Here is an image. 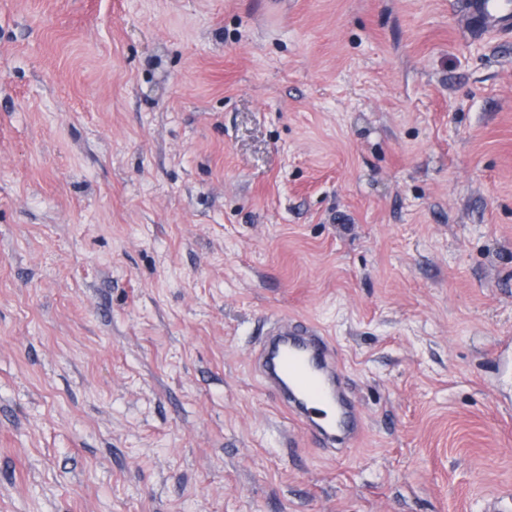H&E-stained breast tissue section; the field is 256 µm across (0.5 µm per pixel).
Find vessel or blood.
<instances>
[{
	"label": "vessel or blood",
	"instance_id": "vessel-or-blood-1",
	"mask_svg": "<svg viewBox=\"0 0 512 512\" xmlns=\"http://www.w3.org/2000/svg\"><path fill=\"white\" fill-rule=\"evenodd\" d=\"M472 10L480 25L512 34V0H475ZM259 365L267 387L316 444L334 446L350 413L337 395L336 363L322 333L303 321L270 319Z\"/></svg>",
	"mask_w": 512,
	"mask_h": 512
}]
</instances>
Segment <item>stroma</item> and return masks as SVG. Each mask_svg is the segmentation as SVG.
<instances>
[{"instance_id":"35a3bbf8","label":"stroma","mask_w":512,"mask_h":512,"mask_svg":"<svg viewBox=\"0 0 512 512\" xmlns=\"http://www.w3.org/2000/svg\"><path fill=\"white\" fill-rule=\"evenodd\" d=\"M467 0H0V512L512 500V35ZM326 336L315 447L258 366ZM259 365L267 387L305 426L320 448L336 444L350 412L336 392V363L327 339L299 320H269Z\"/></svg>"}]
</instances>
